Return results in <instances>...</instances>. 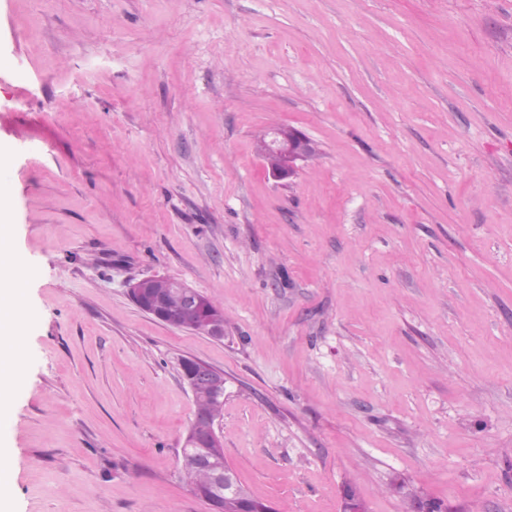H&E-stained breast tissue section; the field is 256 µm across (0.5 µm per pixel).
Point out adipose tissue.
Returning <instances> with one entry per match:
<instances>
[{"mask_svg":"<svg viewBox=\"0 0 512 512\" xmlns=\"http://www.w3.org/2000/svg\"><path fill=\"white\" fill-rule=\"evenodd\" d=\"M11 223L0 207V412L8 406L17 386L19 352L14 338L21 326L17 310L23 292L10 252Z\"/></svg>","mask_w":512,"mask_h":512,"instance_id":"adipose-tissue-1","label":"adipose tissue"}]
</instances>
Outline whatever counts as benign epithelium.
<instances>
[{
  "instance_id": "benign-epithelium-1",
  "label": "benign epithelium",
  "mask_w": 512,
  "mask_h": 512,
  "mask_svg": "<svg viewBox=\"0 0 512 512\" xmlns=\"http://www.w3.org/2000/svg\"><path fill=\"white\" fill-rule=\"evenodd\" d=\"M259 143L262 147L259 157L263 158L272 153L281 158L279 168L268 170V174L277 180H285L295 174L298 162L309 149L301 133L284 124L264 131ZM172 291L181 298V308L177 312L168 308V295ZM129 294L140 310L173 327L180 326L182 316L196 313L200 306L198 290L182 279L161 274L149 275L129 284ZM179 370L181 379L191 393L203 389L215 401H224L223 373L194 359L180 362ZM183 447L199 449L195 464L208 468L211 473L210 505L215 506L226 498L240 496L232 467L225 466L207 455V449L223 447L222 436L217 430L215 420L207 414H194Z\"/></svg>"
}]
</instances>
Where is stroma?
<instances>
[{"mask_svg": "<svg viewBox=\"0 0 512 512\" xmlns=\"http://www.w3.org/2000/svg\"><path fill=\"white\" fill-rule=\"evenodd\" d=\"M318 146L269 177L260 133ZM13 512H209L191 358L276 512H512V0H0ZM186 280L223 338L142 312ZM161 283H165L167 288H161ZM128 291L140 310L174 328L186 326L181 323L182 316L196 313L200 306V292L186 281L171 276L154 274L143 277L129 284ZM171 291L181 298V308L177 312L168 308ZM203 313L197 316H193L190 322L195 325L196 329L190 330L198 334H204L202 325L207 318H215L224 322V309L217 304L211 297L201 293Z\"/></svg>", "mask_w": 512, "mask_h": 512, "instance_id": "obj_1", "label": "stroma"}]
</instances>
